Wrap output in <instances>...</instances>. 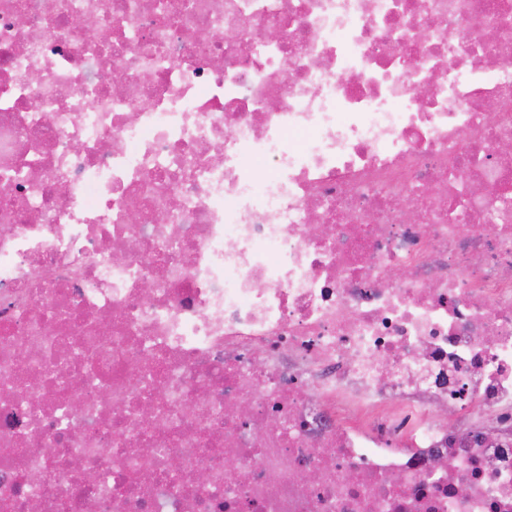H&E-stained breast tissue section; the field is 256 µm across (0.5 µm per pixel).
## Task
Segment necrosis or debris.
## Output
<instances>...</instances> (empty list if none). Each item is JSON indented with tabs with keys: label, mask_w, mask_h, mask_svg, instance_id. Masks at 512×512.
<instances>
[{
	"label": "necrosis or debris",
	"mask_w": 512,
	"mask_h": 512,
	"mask_svg": "<svg viewBox=\"0 0 512 512\" xmlns=\"http://www.w3.org/2000/svg\"><path fill=\"white\" fill-rule=\"evenodd\" d=\"M156 2L0 0V512H512V0Z\"/></svg>",
	"instance_id": "obj_1"
}]
</instances>
